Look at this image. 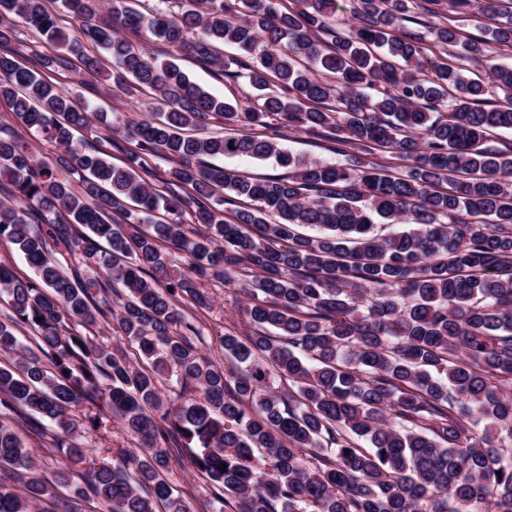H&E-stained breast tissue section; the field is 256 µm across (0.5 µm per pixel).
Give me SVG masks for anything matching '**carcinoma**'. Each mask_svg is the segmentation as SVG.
Segmentation results:
<instances>
[{
  "label": "carcinoma",
  "mask_w": 512,
  "mask_h": 512,
  "mask_svg": "<svg viewBox=\"0 0 512 512\" xmlns=\"http://www.w3.org/2000/svg\"><path fill=\"white\" fill-rule=\"evenodd\" d=\"M129 2L0 0V242L32 272L0 263V512H193L184 450L213 512H512V0H354L344 29L336 0ZM153 42L259 94L239 112ZM75 68L151 90L150 117L46 77ZM239 279L227 372L179 304ZM114 421L136 447L79 442ZM31 439L65 449L55 480ZM280 143L285 149L291 150L293 153L304 156L305 158H316L329 163L341 161L345 158L341 155H337L336 152L310 142L304 135L291 130L288 131L287 136L284 137ZM224 166L236 168L253 176H266L270 174H281L287 170L277 166L272 160L258 162L247 157H225ZM169 479L190 502L194 512H211V509L203 507L210 498L207 482L193 471L186 460L182 461L180 466L174 465Z\"/></svg>",
  "instance_id": "carcinoma-1"
}]
</instances>
